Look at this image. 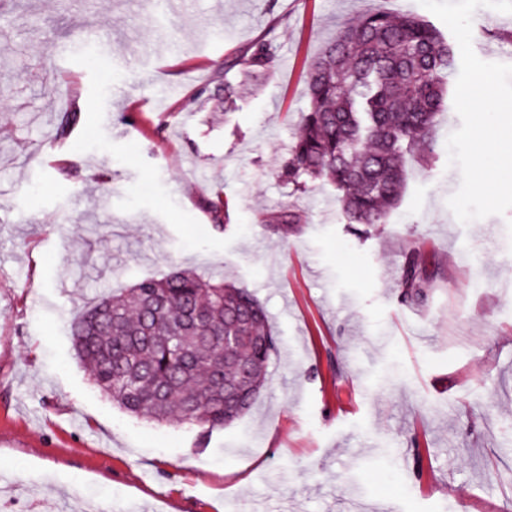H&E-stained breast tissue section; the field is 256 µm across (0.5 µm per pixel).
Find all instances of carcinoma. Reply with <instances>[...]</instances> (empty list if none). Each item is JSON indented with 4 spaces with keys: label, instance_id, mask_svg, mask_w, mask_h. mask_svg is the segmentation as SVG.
<instances>
[{
    "label": "carcinoma",
    "instance_id": "1",
    "mask_svg": "<svg viewBox=\"0 0 512 512\" xmlns=\"http://www.w3.org/2000/svg\"><path fill=\"white\" fill-rule=\"evenodd\" d=\"M261 40L230 66L272 67ZM456 76L454 53L429 22L372 11L350 18L306 64L308 108L281 166L297 190L336 188L350 224L386 222L405 186L403 157L434 155L433 131ZM291 207L267 223L288 232ZM425 263L406 257L399 287L419 300ZM77 358L95 385L127 413L158 423L221 427L247 412L265 386L275 339L264 307L246 288L177 270L101 298L71 324Z\"/></svg>",
    "mask_w": 512,
    "mask_h": 512
}]
</instances>
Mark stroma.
<instances>
[{
    "label": "stroma",
    "instance_id": "35a3bbf8",
    "mask_svg": "<svg viewBox=\"0 0 512 512\" xmlns=\"http://www.w3.org/2000/svg\"><path fill=\"white\" fill-rule=\"evenodd\" d=\"M418 0H0V500L14 512H512V210L461 224L446 106L386 224L279 169L304 69L345 20ZM478 9L472 45L512 64ZM277 60L233 111V60ZM78 115L67 135V113ZM223 201L222 222L211 204ZM294 207L298 229L267 214ZM431 273L404 302L405 258ZM176 269L225 276L276 341L250 412L209 429L133 417L94 386L69 322ZM275 47L267 40H261L248 48L239 58L232 62L233 67L243 65L249 75L261 73L272 67L275 61Z\"/></svg>",
    "mask_w": 512,
    "mask_h": 512
}]
</instances>
